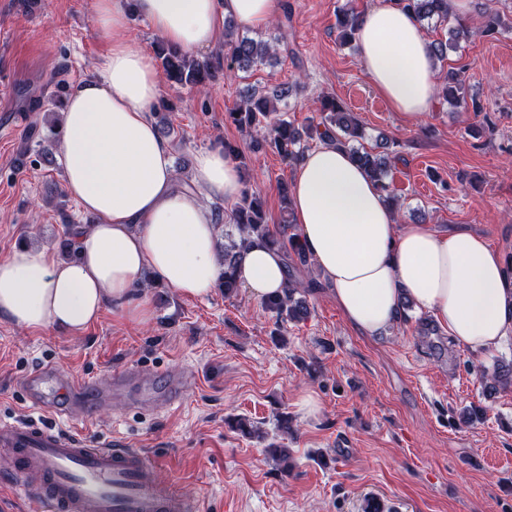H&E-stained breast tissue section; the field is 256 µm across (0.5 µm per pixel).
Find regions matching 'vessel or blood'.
<instances>
[{"mask_svg":"<svg viewBox=\"0 0 512 512\" xmlns=\"http://www.w3.org/2000/svg\"><path fill=\"white\" fill-rule=\"evenodd\" d=\"M189 385L185 375L161 381L139 366L97 380L47 364L31 370L21 390L34 408L66 418L73 408L89 412L129 389L139 402L165 410ZM0 471L13 478L32 512H204L202 501L184 498L160 481L155 462L138 446L39 422L0 421Z\"/></svg>","mask_w":512,"mask_h":512,"instance_id":"vessel-or-blood-1","label":"vessel or blood"}]
</instances>
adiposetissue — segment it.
<instances>
[{"instance_id":"adipose-tissue-1","label":"adipose tissue","mask_w":512,"mask_h":512,"mask_svg":"<svg viewBox=\"0 0 512 512\" xmlns=\"http://www.w3.org/2000/svg\"><path fill=\"white\" fill-rule=\"evenodd\" d=\"M284 6L285 0H96L95 25L109 46L94 75L66 99L61 128L65 192L93 221L78 226L73 260L28 247L0 258V317L28 330L77 334L109 307L146 324L151 310L134 291L149 274L186 298L210 294L222 267L205 201L237 200L241 172L218 143L195 157L198 191L178 186L169 147L150 117L158 69L124 32L135 14L166 43L193 53L217 42L226 17L264 27ZM356 44L365 74L395 112L423 120L435 100L437 71L416 18L396 0H378L362 15ZM291 206L300 246L361 334L395 325L408 299L473 354L512 336V266L503 255L467 231L397 223L343 147L327 142L305 153L293 172ZM238 280L257 299L280 293L287 285L280 251L254 241Z\"/></svg>"}]
</instances>
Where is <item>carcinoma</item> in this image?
Instances as JSON below:
<instances>
[{
  "label": "carcinoma",
  "instance_id": "carcinoma-1",
  "mask_svg": "<svg viewBox=\"0 0 512 512\" xmlns=\"http://www.w3.org/2000/svg\"><path fill=\"white\" fill-rule=\"evenodd\" d=\"M403 8L411 12L418 21H448V0H399ZM361 14L348 8L337 17L340 38L347 45L356 39ZM224 57L218 56L199 60L198 58L176 48L159 42L156 45V55L160 60L163 76L176 84L203 86L215 79L223 66L222 59L241 68L253 64L264 63L266 56L274 51V44L279 42V36L262 40L249 36L235 35L234 19L224 20ZM443 98L454 106L466 107V89L459 82L457 75L450 72L445 77L442 88ZM473 111L478 112L481 106L474 103ZM277 112L273 100L264 96L250 93L241 103L225 115V120L231 121L240 129H256L270 127L269 140L265 145L275 150L283 159L298 160L309 148V142L330 140L349 150L352 159L363 168L386 194L389 202L396 201L395 195L387 182L390 158L386 154L372 153L356 146L364 138L363 130L353 114L344 111L333 98L325 97L321 101L322 128L309 127L300 131L287 118H274ZM235 232L227 234L228 243L224 246V271L218 281V287L229 295L238 291L239 281L236 270L241 263L247 245L253 239H261L273 248L280 249L283 242L278 233L270 230L264 224L261 216L260 197L245 188L234 212ZM306 285L296 281H288L287 288L279 294L264 300L266 309L275 313L282 322L300 321L308 315V306L303 297Z\"/></svg>",
  "mask_w": 512,
  "mask_h": 512
}]
</instances>
